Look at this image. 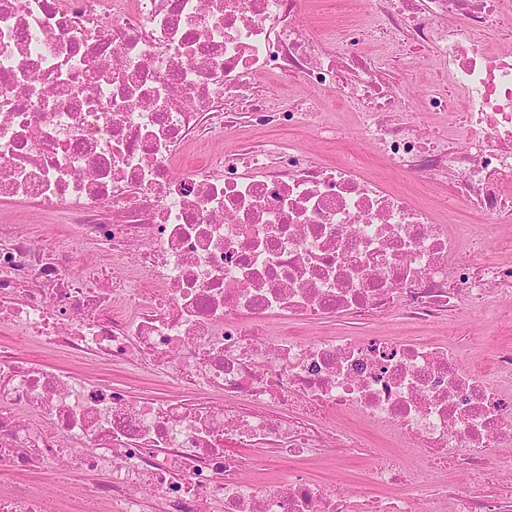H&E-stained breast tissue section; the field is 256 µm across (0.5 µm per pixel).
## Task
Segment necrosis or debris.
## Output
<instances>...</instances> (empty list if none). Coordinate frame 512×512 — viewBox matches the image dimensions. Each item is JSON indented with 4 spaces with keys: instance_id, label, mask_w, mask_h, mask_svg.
Listing matches in <instances>:
<instances>
[{
    "instance_id": "necrosis-or-debris-1",
    "label": "necrosis or debris",
    "mask_w": 512,
    "mask_h": 512,
    "mask_svg": "<svg viewBox=\"0 0 512 512\" xmlns=\"http://www.w3.org/2000/svg\"><path fill=\"white\" fill-rule=\"evenodd\" d=\"M371 36L427 70L423 123L399 121ZM274 79L357 108L388 170L447 179L449 214L512 224V0H346L335 22L321 0H0V202L65 227L39 237L0 213V327L54 356L0 345V466L66 455L105 474L73 487L74 512H512V457L492 456L512 445V347L485 337L474 365L428 333L460 308L502 316L512 262H481L470 225L363 176L357 156L218 150L239 115L334 140ZM341 317L389 328L287 333ZM65 355L133 376L76 374ZM350 414L414 464H368L367 494L247 478V448L356 455ZM0 512L65 508L20 481Z\"/></svg>"
}]
</instances>
